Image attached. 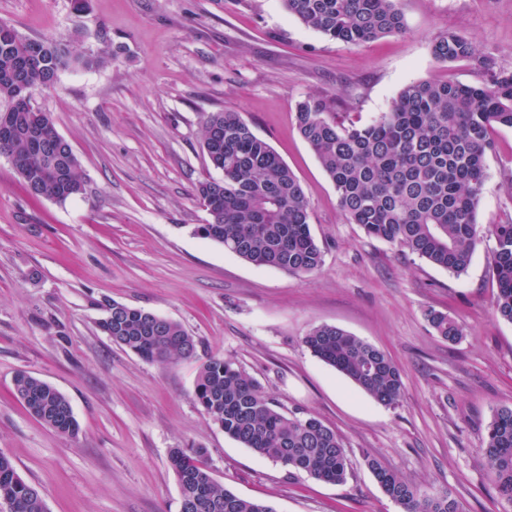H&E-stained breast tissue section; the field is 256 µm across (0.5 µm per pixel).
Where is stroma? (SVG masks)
<instances>
[{
  "mask_svg": "<svg viewBox=\"0 0 512 512\" xmlns=\"http://www.w3.org/2000/svg\"><path fill=\"white\" fill-rule=\"evenodd\" d=\"M403 33L359 46L302 25L282 0H0L22 35L77 55L109 45L100 67L62 70L36 97L70 142L85 183L58 203L32 200L0 157V452L37 486L48 512H180L168 455L203 448L210 471L275 512H401L365 463L448 491L462 512H512L480 462L494 410L512 406V324L492 313L491 225L512 222V128L492 133L478 206L481 242L454 275L347 223L332 182L299 135L295 106L324 94L363 123L406 84H477L474 62L437 63L433 40L466 35L512 71V0H399ZM240 112L301 182L321 270L257 267L195 235V195L214 173L201 144L207 113ZM117 301L180 323L198 356L168 365L112 344L97 323ZM465 334L449 343L427 309ZM319 325L383 350L402 370L396 406L374 401L308 350ZM219 355L256 378L284 411L312 414L349 451L343 485L318 482L226 436L196 405L200 359ZM26 371L70 401L78 432L44 425L13 394Z\"/></svg>",
  "mask_w": 512,
  "mask_h": 512,
  "instance_id": "obj_1",
  "label": "stroma"
}]
</instances>
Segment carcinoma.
Returning a JSON list of instances; mask_svg holds the SVG:
<instances>
[{"label": "carcinoma", "mask_w": 512, "mask_h": 512, "mask_svg": "<svg viewBox=\"0 0 512 512\" xmlns=\"http://www.w3.org/2000/svg\"><path fill=\"white\" fill-rule=\"evenodd\" d=\"M304 26L330 41L350 46L400 34L405 29L398 0H283ZM439 63L469 59L487 79L478 85L425 80L405 85L385 112L358 124L332 111L323 95L296 106L297 128L333 183L346 221L367 235L404 247L454 274L464 272L479 242L478 204L484 189L491 132L512 128V71L475 53L458 32L436 38ZM112 62L107 47L84 56L67 44L22 37L0 20V153L13 165L29 194L63 203L85 191L80 162L57 131L50 113L25 99L54 86L72 65ZM202 148L221 172L196 186L208 201V223L195 234L258 267L293 274L318 271L324 251L312 236L309 205L299 179L258 137L240 113H209ZM490 257L497 285L496 317L512 324V223L493 225ZM98 329L113 344L157 364L196 356L197 342L178 322L112 302ZM427 319L441 339L456 342L464 328L447 314L430 310ZM310 352L347 376L368 396L396 405L404 383L399 367L382 349L336 326H316L305 336ZM14 394L39 420L61 435L78 432L69 400L51 384L26 371L14 377ZM195 400L209 418L243 447L324 483L347 481L350 461L336 430L309 414L285 413L260 383L235 362L208 357L199 366ZM483 468L500 495L512 504V407L494 412L481 448ZM366 463L383 492L403 512H461L446 491L427 492L375 458ZM169 464L181 497V512H274L264 502L241 498L212 476L203 448H173ZM16 512H47L39 489L18 474L0 453V501Z\"/></svg>", "instance_id": "carcinoma-1"}]
</instances>
